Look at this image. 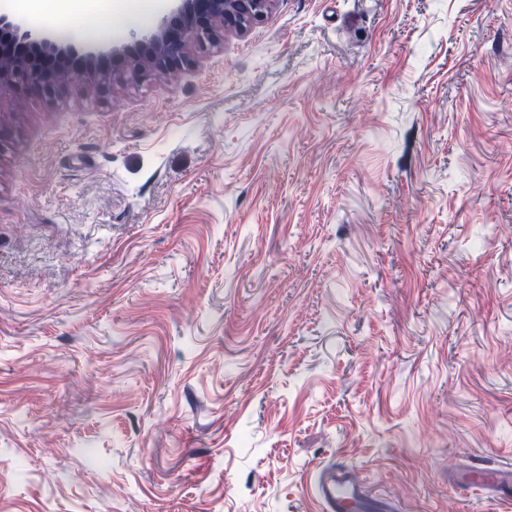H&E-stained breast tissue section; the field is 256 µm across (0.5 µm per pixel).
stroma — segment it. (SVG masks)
Returning a JSON list of instances; mask_svg holds the SVG:
<instances>
[{"mask_svg": "<svg viewBox=\"0 0 512 512\" xmlns=\"http://www.w3.org/2000/svg\"><path fill=\"white\" fill-rule=\"evenodd\" d=\"M0 119V512H512L453 482L512 463V0H277ZM313 495L324 504L327 512H344L349 506L354 512L372 504L373 497L368 494L360 481L354 480L344 469L330 468L319 473L313 483Z\"/></svg>", "mask_w": 512, "mask_h": 512, "instance_id": "1", "label": "stroma"}]
</instances>
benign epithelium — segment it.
Here are the masks:
<instances>
[{
    "mask_svg": "<svg viewBox=\"0 0 512 512\" xmlns=\"http://www.w3.org/2000/svg\"><path fill=\"white\" fill-rule=\"evenodd\" d=\"M155 27L128 42L78 48L49 28L0 14V84L35 86L52 98L62 87L77 96L110 81L137 85L194 63L191 50L216 47L224 32L244 33L262 23L275 0H172Z\"/></svg>",
    "mask_w": 512,
    "mask_h": 512,
    "instance_id": "1",
    "label": "benign epithelium"
}]
</instances>
